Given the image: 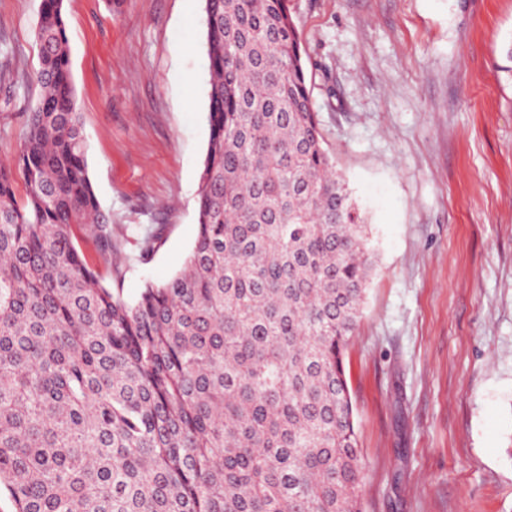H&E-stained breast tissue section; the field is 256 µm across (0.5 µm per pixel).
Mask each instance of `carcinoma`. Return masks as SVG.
<instances>
[{"mask_svg":"<svg viewBox=\"0 0 512 512\" xmlns=\"http://www.w3.org/2000/svg\"><path fill=\"white\" fill-rule=\"evenodd\" d=\"M207 155L183 269L134 302L101 211L64 0L0 164V486L15 512H363L345 355L371 270L290 0H205ZM25 185L17 197L16 178Z\"/></svg>","mask_w":512,"mask_h":512,"instance_id":"obj_1","label":"carcinoma"}]
</instances>
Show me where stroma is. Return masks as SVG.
I'll return each instance as SVG.
<instances>
[{
  "instance_id": "1",
  "label": "stroma",
  "mask_w": 512,
  "mask_h": 512,
  "mask_svg": "<svg viewBox=\"0 0 512 512\" xmlns=\"http://www.w3.org/2000/svg\"><path fill=\"white\" fill-rule=\"evenodd\" d=\"M373 271L346 358L364 512H512V0H291ZM89 176L136 300L198 233L204 0H64ZM41 0H0V160L38 87Z\"/></svg>"
}]
</instances>
